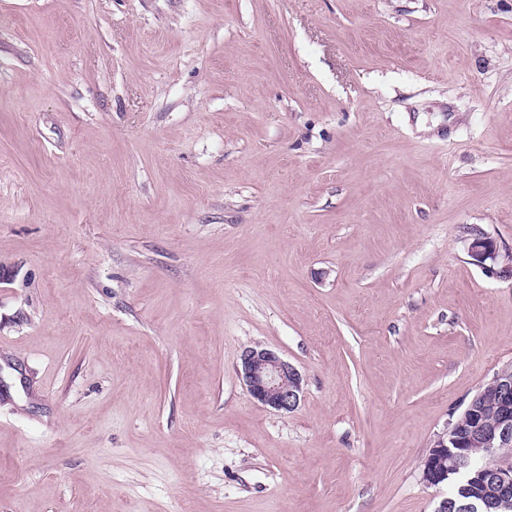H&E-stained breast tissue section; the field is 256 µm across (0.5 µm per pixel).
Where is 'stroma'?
<instances>
[{
	"label": "stroma",
	"mask_w": 512,
	"mask_h": 512,
	"mask_svg": "<svg viewBox=\"0 0 512 512\" xmlns=\"http://www.w3.org/2000/svg\"><path fill=\"white\" fill-rule=\"evenodd\" d=\"M471 227L512 249V0H0V512H435L512 368ZM239 374L250 397L264 407L282 413L294 411L302 396V376L276 351L245 349L240 356ZM496 390L494 381L485 385L469 404L479 408L483 415L484 425L490 427L496 420Z\"/></svg>",
	"instance_id": "stroma-1"
}]
</instances>
